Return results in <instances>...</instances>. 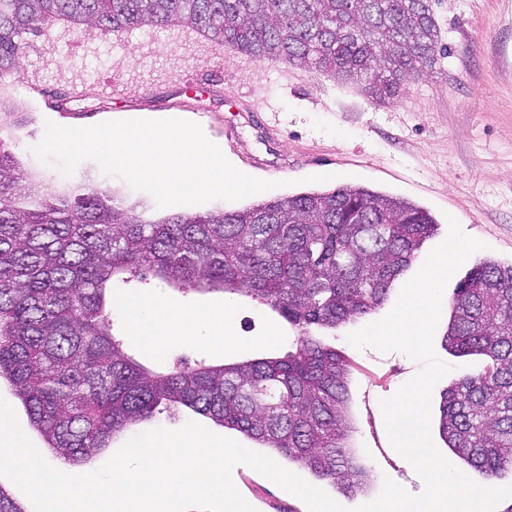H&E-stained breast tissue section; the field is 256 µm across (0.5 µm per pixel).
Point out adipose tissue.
<instances>
[{"label": "adipose tissue", "mask_w": 512, "mask_h": 512, "mask_svg": "<svg viewBox=\"0 0 512 512\" xmlns=\"http://www.w3.org/2000/svg\"><path fill=\"white\" fill-rule=\"evenodd\" d=\"M118 308L125 316L131 333L145 347L157 352L186 336H199L213 345H229L226 323L230 309L187 314L153 297L126 299Z\"/></svg>", "instance_id": "obj_1"}]
</instances>
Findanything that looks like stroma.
<instances>
[{
    "label": "stroma",
    "instance_id": "35a3bbf8",
    "mask_svg": "<svg viewBox=\"0 0 512 512\" xmlns=\"http://www.w3.org/2000/svg\"><path fill=\"white\" fill-rule=\"evenodd\" d=\"M446 47L435 73L406 86L390 101L379 103L354 83L325 74L289 68L280 82L278 67L247 57L185 27H172L145 39L129 33L124 42L110 40L91 28L51 26L28 36L21 71L0 77V112L16 113V129L5 130L9 149L27 173L41 179L45 191L98 184L119 192L125 205L136 207L145 220L182 213V206L157 207L147 192L133 189L107 174L93 160L80 162L72 175L37 159L33 149L47 123L88 127L106 121L177 118L201 126L205 136L224 148L238 168L273 182L270 196L313 190L312 176H322V189L343 184L413 200L436 218L438 226L424 242L419 262L448 234L449 219L484 247L471 262L490 257L512 261V0H432ZM134 62H124L127 52ZM116 85L110 95L102 87ZM263 89L264 107L277 113L279 129L270 132L251 117L248 86ZM62 110H55L56 99ZM234 138H226L225 126ZM122 297L155 296L186 312L234 306V347L222 350L196 339L172 345L164 353L166 366L200 362H234L263 355L284 354L296 333L267 306L240 295L176 290L151 278L114 283ZM400 294L392 288L384 303L356 321L315 335L350 363L348 390L353 445L359 462L371 470L368 491L346 495L328 482H317L304 468L289 464L308 484L321 489L345 508L375 500L384 479L410 494L423 481L394 449L387 435L381 403L419 373L423 364L401 352L358 349L350 333L384 318ZM441 313L433 347L449 365L434 386L432 406L449 385L469 372L483 369L480 355L456 357L440 342L448 325ZM281 340L269 343L271 327ZM233 481L255 512H308L306 504L249 466L237 465Z\"/></svg>",
    "mask_w": 512,
    "mask_h": 512
}]
</instances>
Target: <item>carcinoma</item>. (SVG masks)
Here are the masks:
<instances>
[{"instance_id": "carcinoma-1", "label": "carcinoma", "mask_w": 512, "mask_h": 512, "mask_svg": "<svg viewBox=\"0 0 512 512\" xmlns=\"http://www.w3.org/2000/svg\"><path fill=\"white\" fill-rule=\"evenodd\" d=\"M106 36L192 28L241 53L365 84L395 97L442 57L432 0H0V73L24 36L57 22ZM437 226L422 207L364 186L146 222L108 187L53 196L0 140V380L51 456L82 464L160 408L236 430L327 480L365 491L350 446L348 360L312 333L385 300ZM245 293L297 330L284 356L170 371L112 336V281ZM445 349L489 363L441 395L439 435L474 471L512 470V263L482 261L449 301ZM0 512H27L0 484Z\"/></svg>"}]
</instances>
